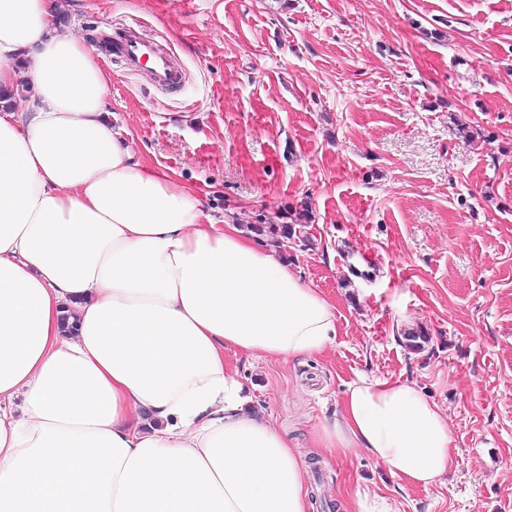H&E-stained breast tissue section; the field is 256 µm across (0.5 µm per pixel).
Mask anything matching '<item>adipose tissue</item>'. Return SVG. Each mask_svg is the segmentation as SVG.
<instances>
[{
  "instance_id": "1",
  "label": "adipose tissue",
  "mask_w": 512,
  "mask_h": 512,
  "mask_svg": "<svg viewBox=\"0 0 512 512\" xmlns=\"http://www.w3.org/2000/svg\"><path fill=\"white\" fill-rule=\"evenodd\" d=\"M60 0H0V512H309L299 454L227 350L320 356L336 310L279 252L137 158ZM317 447L436 483L448 418L351 382Z\"/></svg>"
}]
</instances>
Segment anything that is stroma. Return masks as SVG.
Here are the masks:
<instances>
[{
    "mask_svg": "<svg viewBox=\"0 0 512 512\" xmlns=\"http://www.w3.org/2000/svg\"><path fill=\"white\" fill-rule=\"evenodd\" d=\"M62 19L109 74L113 126L216 223L309 203L280 251L335 305V343L224 359L312 489L337 512L359 490L395 512H512V0H66ZM132 30L177 60L180 89L129 71ZM361 377L413 383L446 412L440 482L313 448Z\"/></svg>",
    "mask_w": 512,
    "mask_h": 512,
    "instance_id": "stroma-1",
    "label": "stroma"
}]
</instances>
